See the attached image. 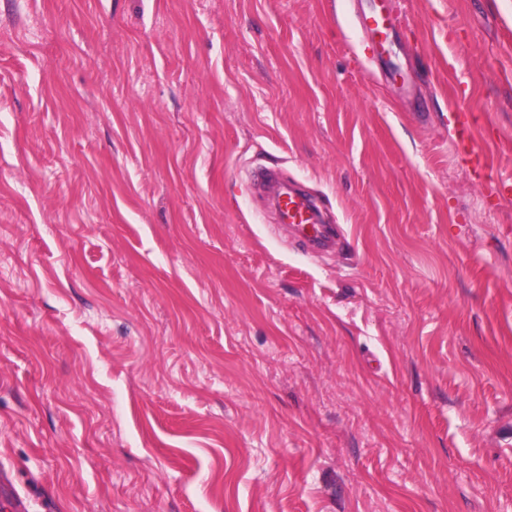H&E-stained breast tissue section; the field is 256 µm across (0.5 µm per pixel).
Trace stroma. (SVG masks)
<instances>
[{"mask_svg":"<svg viewBox=\"0 0 512 512\" xmlns=\"http://www.w3.org/2000/svg\"><path fill=\"white\" fill-rule=\"evenodd\" d=\"M365 6L0 0L27 512H512V0H386L378 58ZM264 166L335 249L287 233ZM455 129L460 151L467 162L485 172L488 169L487 155L476 149L474 130L463 114H456Z\"/></svg>","mask_w":512,"mask_h":512,"instance_id":"stroma-1","label":"stroma"}]
</instances>
